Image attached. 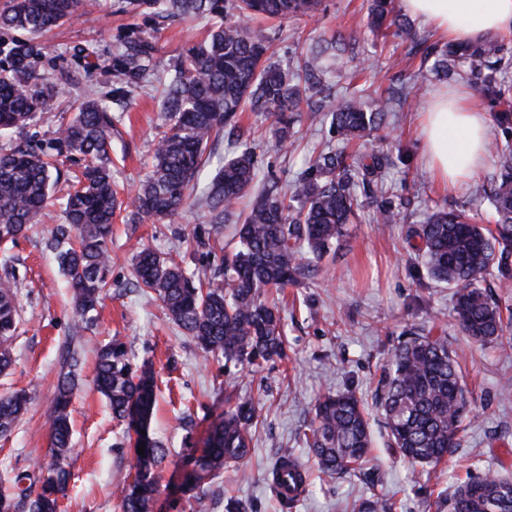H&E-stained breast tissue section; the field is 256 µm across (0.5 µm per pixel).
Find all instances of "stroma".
<instances>
[{
    "label": "stroma",
    "instance_id": "obj_1",
    "mask_svg": "<svg viewBox=\"0 0 512 512\" xmlns=\"http://www.w3.org/2000/svg\"><path fill=\"white\" fill-rule=\"evenodd\" d=\"M368 6V0H323L315 16L269 20L263 27L271 40L272 63L286 70L303 67L308 45L343 40L345 52L326 63L327 84L340 95L359 92L368 101L387 100L385 127L347 151L389 153L385 195L404 221L382 231L372 222L375 198L360 196L359 218L349 225L336 253L325 256L308 279L276 292L287 357L259 368L228 367L223 360L204 357L195 341L166 317L154 295L134 286L139 246L175 258L208 278L234 245L231 225L209 224L200 196L173 217L139 224L131 220L134 190L164 123L158 81L170 76L187 42L205 36L207 21L164 22L120 13L118 0H84L77 19L48 35L47 49L34 69L57 84L62 105L41 115L23 135L0 136V150L25 140L52 156L61 172L75 170L79 161L60 142L57 129L71 118L78 99H103L113 121L112 180L125 205L108 240L112 288L91 323L76 322L66 279L46 249L50 230L63 221L66 183H58L52 193L42 224L9 250L21 321L12 343L14 365L0 375V395L22 389L30 403L13 434L0 439L1 488H8L17 473L36 472L38 464L49 460L46 420L62 353L71 342L82 363L73 401L72 479L59 512H120L119 486L129 473L134 443L113 421L92 383L94 348L114 336L126 342L137 365L151 367L157 377L150 434L163 443L168 456L158 470L151 512H224V499L230 495L249 503L253 512H282L270 481L274 463L285 454L303 462L310 473V485L291 512H357L359 502L373 496L389 500L391 512H448L449 491L468 474L512 471V348L483 346L460 332L452 317V289L428 277L405 240L407 225L422 223L438 208L493 225L487 204L475 200L469 187L448 189L432 178L419 116L437 92L447 89L467 90L476 106L492 116L500 106L479 80L421 69L426 51L447 40L405 11L401 0H396L395 12L415 32L412 42L367 28ZM129 32L154 42L160 63L157 77L137 87L123 84L112 69L120 39ZM414 82L419 85L415 101L408 95ZM296 129L288 150H258L259 180L273 176L292 184L312 155L337 144L323 113L302 110ZM410 326L447 337L458 356L476 415L462 448L439 465L410 467L386 447L384 429L374 415L367 463L332 478L319 473L304 442L318 399L347 389L369 397L381 363ZM241 400L251 401L258 415L249 457L243 466L225 467L205 499L188 498L184 488L192 474L191 458L201 455L227 405ZM243 469L248 479H240Z\"/></svg>",
    "mask_w": 512,
    "mask_h": 512
}]
</instances>
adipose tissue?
<instances>
[{
  "label": "adipose tissue",
  "mask_w": 512,
  "mask_h": 512,
  "mask_svg": "<svg viewBox=\"0 0 512 512\" xmlns=\"http://www.w3.org/2000/svg\"><path fill=\"white\" fill-rule=\"evenodd\" d=\"M407 12L421 17L452 42L475 41L512 33V0H402ZM425 158L433 178L444 186H464L488 156L487 113L468 93L438 92L421 115Z\"/></svg>",
  "instance_id": "obj_1"
}]
</instances>
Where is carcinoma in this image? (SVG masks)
I'll return each mask as SVG.
<instances>
[{
    "label": "carcinoma",
    "instance_id": "carcinoma-1",
    "mask_svg": "<svg viewBox=\"0 0 512 512\" xmlns=\"http://www.w3.org/2000/svg\"><path fill=\"white\" fill-rule=\"evenodd\" d=\"M126 12L149 13L170 19L218 16L206 39L182 50L174 75L163 86L165 125L155 148L151 169L134 198L137 219L175 214L197 192L202 172L211 159V146L239 112H268L275 117L269 148L281 151L293 142L296 114L303 101L300 81L321 84V56L339 51L330 42L312 56L300 75L268 61L270 44L252 22L290 19L316 12L322 0H122ZM83 0H8L0 10V29H23L26 41L0 46L8 68L0 71V131L23 129L41 112L57 107L53 82H41L33 62L46 45L42 37L52 28L78 16ZM370 25L395 27V34L411 40L410 27L393 14L392 0H372ZM467 66L483 78L493 100L509 88L496 77L512 65V51L486 38L476 43H449L436 51L432 71L448 74L450 65ZM116 75L135 86L156 67V47L138 36L124 37L114 57ZM387 103H367L353 94L328 101L325 117L337 140L349 144L379 130ZM238 146L202 187L209 223L225 224L236 217L234 250L224 255V274L196 281L172 257L140 248L134 265L137 287L162 302L178 328L196 340L209 355L224 356V364L260 367L286 357L283 324L268 290L300 282L314 272L337 247L355 218L357 191L375 193L388 157L373 155L370 162L332 148L320 152L291 188L268 180L255 196L256 148L237 134ZM67 150L85 164L73 175V189L64 201L65 222L50 233L47 246L54 254L72 291L77 320L93 321L109 285L107 244L112 218L122 202L112 187L110 148L112 117L96 100L82 102L74 118L61 128ZM497 175L490 187L477 183L474 196L491 199L498 216L491 230L462 212L441 210L423 224L407 227L431 279L453 289V318L461 332L483 344L512 347L505 335L499 307L480 286L497 272L501 285L512 281V145L497 148ZM49 156L29 144L0 152V242H14L41 221L50 198L53 170ZM245 208L240 205L247 197ZM399 212L383 201L374 223L397 224ZM18 295L8 269L0 275V373L12 366L10 343L18 324ZM78 360L61 374L48 416L51 459L36 476L20 474L17 491H0V512H58L66 497L71 472L72 394ZM95 385L105 397L112 418L144 444L135 455L134 471L121 488V512H149L157 490L155 468L165 459L164 447L148 434L155 403L153 373H136L124 342L114 338L97 350ZM26 393L0 397V437L9 436L26 409ZM372 406L381 413L388 447L412 466L437 465L462 447L464 422L474 418L462 385V375L445 336L409 328L381 367L372 393ZM368 411L355 392L328 394L315 408L314 426L305 436L321 473L333 476L361 467L372 444ZM256 420L252 403L243 401L224 410V419L210 432L203 454L195 460L188 491L202 490L231 463L251 453V428ZM308 472L282 456L272 470L275 495L288 506L308 485ZM451 512H512V477L499 472L471 478L457 485L448 498Z\"/></svg>",
    "mask_w": 512,
    "mask_h": 512
}]
</instances>
